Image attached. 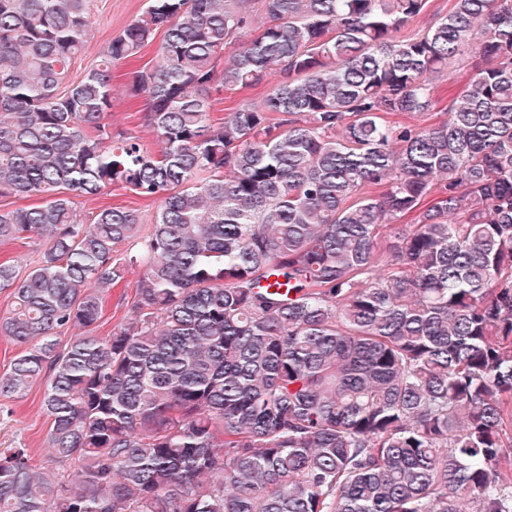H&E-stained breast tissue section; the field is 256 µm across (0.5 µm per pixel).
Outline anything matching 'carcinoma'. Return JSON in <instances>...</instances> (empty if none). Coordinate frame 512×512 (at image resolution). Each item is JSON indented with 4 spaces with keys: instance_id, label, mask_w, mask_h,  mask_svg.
Returning a JSON list of instances; mask_svg holds the SVG:
<instances>
[{
    "instance_id": "obj_1",
    "label": "carcinoma",
    "mask_w": 512,
    "mask_h": 512,
    "mask_svg": "<svg viewBox=\"0 0 512 512\" xmlns=\"http://www.w3.org/2000/svg\"><path fill=\"white\" fill-rule=\"evenodd\" d=\"M251 2L147 0L66 86L88 0H0V195L46 196L0 211L41 243L0 262V397L43 382L55 466L1 449L0 512H512V0L417 33L427 0ZM159 29L127 85L152 151L104 117ZM448 69L444 119H391ZM114 185L161 205L77 219ZM163 40L162 31H158L154 40L144 47L135 60H121L112 65V108L105 119L112 126V133L127 132L136 136L149 149H157L159 142L153 128L144 121L145 103L143 99L132 98L125 94L124 84L129 73L142 68H151L158 60L159 47ZM266 90L267 87L264 84H260L253 88L232 93L224 91L217 94L215 91H212L213 115L217 118H223L225 113L231 112L232 109L239 107L243 103L260 101ZM140 273V267H131L126 276L125 286L112 288V293L105 303L102 316L93 326L95 327V335L105 337L112 332L116 325L127 320L134 296L133 286Z\"/></svg>"
}]
</instances>
